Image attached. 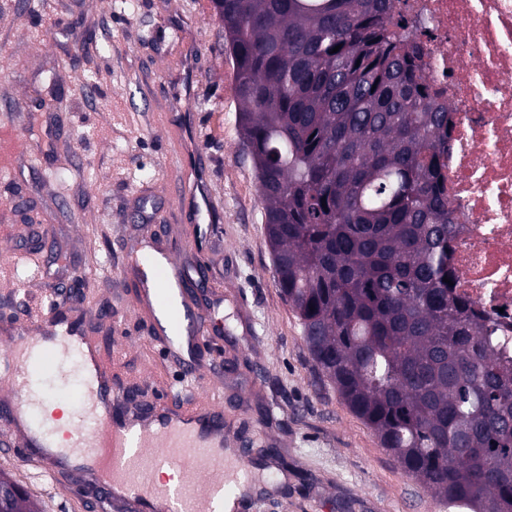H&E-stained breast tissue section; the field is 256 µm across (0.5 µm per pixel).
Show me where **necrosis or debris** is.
Masks as SVG:
<instances>
[{
	"label": "necrosis or debris",
	"instance_id": "4bbe7bcc",
	"mask_svg": "<svg viewBox=\"0 0 512 512\" xmlns=\"http://www.w3.org/2000/svg\"><path fill=\"white\" fill-rule=\"evenodd\" d=\"M421 43L422 76L450 118L442 174L454 294L512 361V0H390Z\"/></svg>",
	"mask_w": 512,
	"mask_h": 512
}]
</instances>
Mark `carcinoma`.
<instances>
[{
    "mask_svg": "<svg viewBox=\"0 0 512 512\" xmlns=\"http://www.w3.org/2000/svg\"><path fill=\"white\" fill-rule=\"evenodd\" d=\"M213 5L276 287L312 360L448 508L512 512V365L444 282L448 111L429 102L420 45L388 0ZM10 487L6 512H36Z\"/></svg>",
    "mask_w": 512,
    "mask_h": 512,
    "instance_id": "carcinoma-1",
    "label": "carcinoma"
}]
</instances>
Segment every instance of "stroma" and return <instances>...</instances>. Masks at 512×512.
I'll return each instance as SVG.
<instances>
[{
	"label": "stroma",
	"instance_id": "obj_1",
	"mask_svg": "<svg viewBox=\"0 0 512 512\" xmlns=\"http://www.w3.org/2000/svg\"><path fill=\"white\" fill-rule=\"evenodd\" d=\"M0 128L22 150L0 152V320L37 310L63 279L89 333L137 400L180 390L181 366L137 318L135 286L114 274L117 237L165 228L193 274L205 261L223 301L197 354L200 395L224 403V445L252 465L250 512H448L339 398L315 367L280 296L251 159L240 144L234 69L211 0H0ZM197 146L222 200L202 253L181 250L173 154ZM35 393L75 408L73 363L35 379ZM0 473L40 512H75L70 495L18 457Z\"/></svg>",
	"mask_w": 512,
	"mask_h": 512
}]
</instances>
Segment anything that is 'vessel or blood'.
<instances>
[{
  "label": "vessel or blood",
  "instance_id": "obj_1",
  "mask_svg": "<svg viewBox=\"0 0 512 512\" xmlns=\"http://www.w3.org/2000/svg\"><path fill=\"white\" fill-rule=\"evenodd\" d=\"M175 195L186 222L201 223L203 207L211 202L209 189L185 177L176 183ZM121 250L126 266L138 275L137 301L153 338L182 355L183 378L198 384L195 357L210 328L192 278L176 264L163 235L139 249L122 243ZM81 318L67 309L60 286L51 294L48 314L28 325H0V348H39L16 367L14 391L0 394V453L22 455L51 477L63 475L76 483L81 512H110L119 488L134 512H158L163 502L169 512H224V494L240 484L242 471L226 469L223 450L193 427L202 418L223 429V404L200 396L188 407L163 395L150 403H133L129 390L105 366L98 345L86 337ZM65 354L77 358L88 391V404L73 427L75 447L86 451L79 469L63 468L44 456L40 445L45 438L31 403L18 393L46 363H59ZM155 468L170 471L176 486L156 483L151 474Z\"/></svg>",
  "mask_w": 512,
  "mask_h": 512
}]
</instances>
